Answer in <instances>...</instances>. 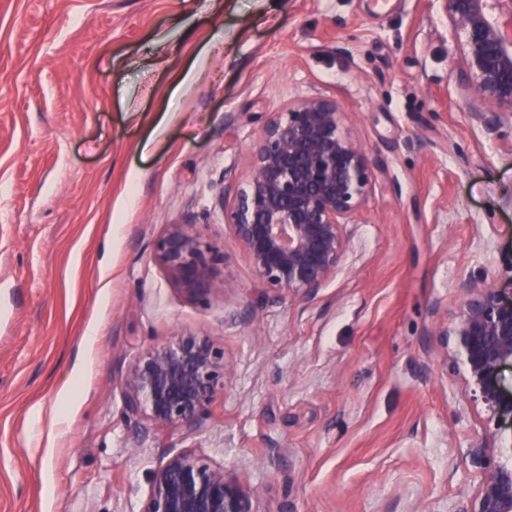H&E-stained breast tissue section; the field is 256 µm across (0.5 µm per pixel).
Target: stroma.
I'll return each instance as SVG.
<instances>
[{
    "label": "stroma",
    "instance_id": "1",
    "mask_svg": "<svg viewBox=\"0 0 512 512\" xmlns=\"http://www.w3.org/2000/svg\"><path fill=\"white\" fill-rule=\"evenodd\" d=\"M449 34L426 0H0V512H141L179 452L259 512H466L490 424L431 309L512 293V127L466 112ZM315 93L371 187L317 298L266 297L216 198ZM189 218L225 255L203 300L151 259ZM183 331L234 375L196 431H158L122 386Z\"/></svg>",
    "mask_w": 512,
    "mask_h": 512
}]
</instances>
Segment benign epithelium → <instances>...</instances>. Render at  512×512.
I'll return each mask as SVG.
<instances>
[{"label":"benign epithelium","mask_w":512,"mask_h":512,"mask_svg":"<svg viewBox=\"0 0 512 512\" xmlns=\"http://www.w3.org/2000/svg\"><path fill=\"white\" fill-rule=\"evenodd\" d=\"M457 37L455 82L473 119L512 122V0H429ZM245 171L224 172L217 202L224 227L262 286L277 295L315 299L336 276L348 250L346 226L365 204L371 160L350 135L334 99L312 94L272 113L248 145ZM152 261L193 299L224 291L225 256L198 224H169ZM453 325L433 309L436 332L452 340L468 389L481 401L494 435L512 431V389L500 380L512 367V295L482 280L462 284ZM233 378L224 351L185 331L146 349L124 381L126 410L160 430H195ZM488 437L467 449L480 483L466 512H512V462L486 460ZM142 512H259L251 490L222 467L188 453L154 470Z\"/></svg>","instance_id":"obj_1"}]
</instances>
